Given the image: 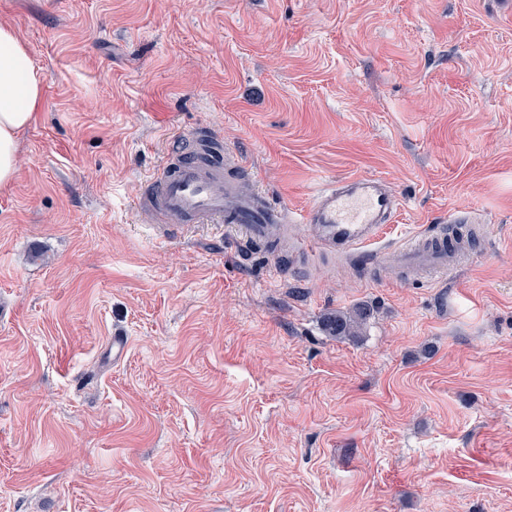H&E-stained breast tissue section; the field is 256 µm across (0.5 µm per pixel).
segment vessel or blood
<instances>
[{"label": "vessel or blood", "mask_w": 512, "mask_h": 512, "mask_svg": "<svg viewBox=\"0 0 512 512\" xmlns=\"http://www.w3.org/2000/svg\"><path fill=\"white\" fill-rule=\"evenodd\" d=\"M148 185L138 206L155 216L163 234L198 224H223L248 240L264 239L276 224L293 221L310 225L311 246L318 250H356L363 260L383 264L388 254L376 242L384 225L392 223L400 206L395 190L383 179L352 176L320 190L300 217L269 202L265 193H243L225 178L223 159L207 146L168 161ZM405 266L449 271L455 254L445 239L424 237L392 254Z\"/></svg>", "instance_id": "vessel-or-blood-1"}]
</instances>
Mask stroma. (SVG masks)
I'll return each instance as SVG.
<instances>
[{
  "label": "stroma",
  "mask_w": 512,
  "mask_h": 512,
  "mask_svg": "<svg viewBox=\"0 0 512 512\" xmlns=\"http://www.w3.org/2000/svg\"><path fill=\"white\" fill-rule=\"evenodd\" d=\"M0 24L46 74L0 189V512H512V0H0ZM202 129L297 215L385 179L383 247L474 216L470 258L160 237L137 201ZM369 316L370 310L364 306H356L350 312L336 311L325 318L324 329L336 340L354 338Z\"/></svg>",
  "instance_id": "obj_1"
}]
</instances>
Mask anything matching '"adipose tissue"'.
Wrapping results in <instances>:
<instances>
[{"mask_svg": "<svg viewBox=\"0 0 512 512\" xmlns=\"http://www.w3.org/2000/svg\"><path fill=\"white\" fill-rule=\"evenodd\" d=\"M44 81L17 31L0 25V189L17 177L20 139L37 117Z\"/></svg>", "mask_w": 512, "mask_h": 512, "instance_id": "1", "label": "adipose tissue"}]
</instances>
